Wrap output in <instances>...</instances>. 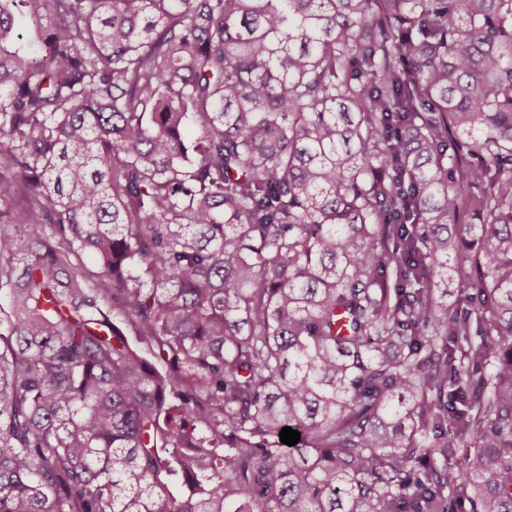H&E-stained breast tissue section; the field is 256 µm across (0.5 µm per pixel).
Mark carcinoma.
<instances>
[{
	"label": "carcinoma",
	"mask_w": 512,
	"mask_h": 512,
	"mask_svg": "<svg viewBox=\"0 0 512 512\" xmlns=\"http://www.w3.org/2000/svg\"><path fill=\"white\" fill-rule=\"evenodd\" d=\"M0 295V512H512V0H0Z\"/></svg>",
	"instance_id": "obj_1"
}]
</instances>
